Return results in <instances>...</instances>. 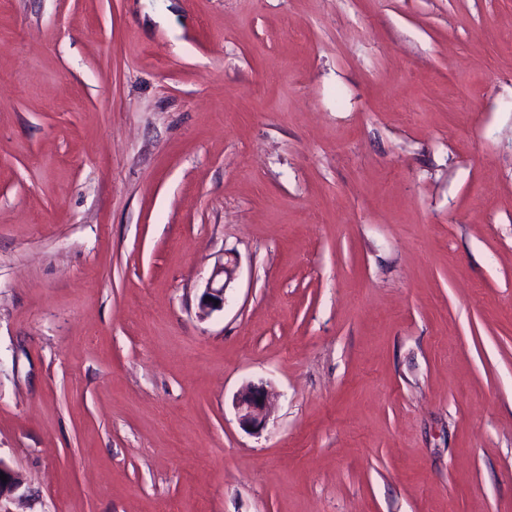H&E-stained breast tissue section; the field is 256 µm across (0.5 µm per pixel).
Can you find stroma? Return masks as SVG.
<instances>
[{
	"mask_svg": "<svg viewBox=\"0 0 512 512\" xmlns=\"http://www.w3.org/2000/svg\"><path fill=\"white\" fill-rule=\"evenodd\" d=\"M0 459L6 512H512V0H0ZM236 263L227 262L220 264L214 270L212 276L206 284V288L200 298V309L205 313L221 310L224 307V293L234 277ZM217 277H222V284L215 287ZM218 300V303H215ZM235 406L240 426L250 433H259L267 425L271 393L263 386L246 384L238 392Z\"/></svg>",
	"mask_w": 512,
	"mask_h": 512,
	"instance_id": "stroma-1",
	"label": "stroma"
}]
</instances>
